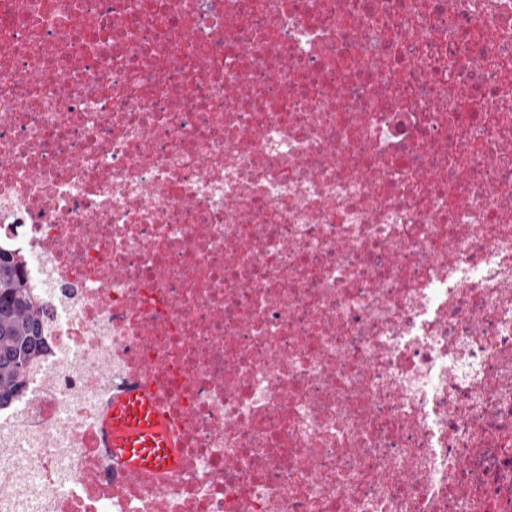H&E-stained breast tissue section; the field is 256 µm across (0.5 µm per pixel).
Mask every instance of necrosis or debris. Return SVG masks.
I'll use <instances>...</instances> for the list:
<instances>
[{
    "label": "necrosis or debris",
    "instance_id": "4bbe7bcc",
    "mask_svg": "<svg viewBox=\"0 0 512 512\" xmlns=\"http://www.w3.org/2000/svg\"><path fill=\"white\" fill-rule=\"evenodd\" d=\"M0 244V512H512V0H0ZM19 268L15 256L0 248V408L24 387L44 343L41 302ZM103 434L110 453L132 468L151 473L177 464L173 435L145 389L129 388L112 398Z\"/></svg>",
    "mask_w": 512,
    "mask_h": 512
}]
</instances>
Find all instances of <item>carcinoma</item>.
I'll return each mask as SVG.
<instances>
[{"instance_id":"1","label":"carcinoma","mask_w":512,"mask_h":512,"mask_svg":"<svg viewBox=\"0 0 512 512\" xmlns=\"http://www.w3.org/2000/svg\"><path fill=\"white\" fill-rule=\"evenodd\" d=\"M19 268L15 256L0 248V408L24 387L44 343L41 302Z\"/></svg>"}]
</instances>
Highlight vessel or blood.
<instances>
[{"mask_svg":"<svg viewBox=\"0 0 512 512\" xmlns=\"http://www.w3.org/2000/svg\"><path fill=\"white\" fill-rule=\"evenodd\" d=\"M103 434L111 454L132 468L151 473L177 463L173 435L147 390L130 388L113 397Z\"/></svg>","mask_w":512,"mask_h":512,"instance_id":"obj_1","label":"vessel or blood"}]
</instances>
